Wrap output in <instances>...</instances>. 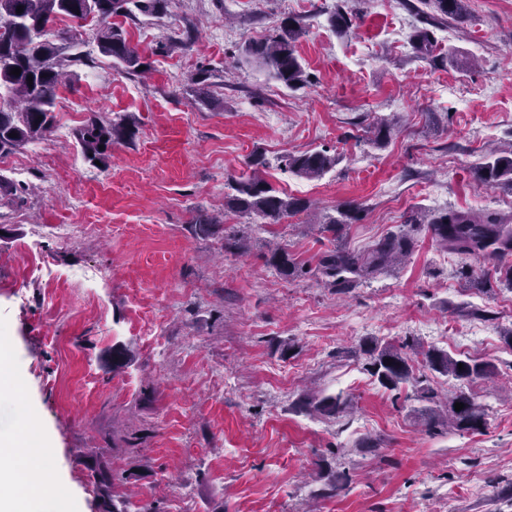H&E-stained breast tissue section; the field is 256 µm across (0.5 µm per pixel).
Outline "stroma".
<instances>
[{"label":"stroma","mask_w":512,"mask_h":512,"mask_svg":"<svg viewBox=\"0 0 512 512\" xmlns=\"http://www.w3.org/2000/svg\"><path fill=\"white\" fill-rule=\"evenodd\" d=\"M417 2L169 0L160 16L118 20L149 65L140 75L115 68L92 27L55 21L85 61L67 68L52 133L9 154L21 174L0 169L18 188L0 201V331L33 400L0 404V431L22 417L52 433L64 480L49 497L100 512L98 457L137 512H512L495 483L512 477V291L494 261L424 231L406 260L349 291L316 269L329 242L314 227L340 205L360 209L341 233L355 251L413 210L512 216V188L475 178L490 148L512 144V0H469L466 22L439 25ZM338 7L352 19L343 31L329 23ZM286 17L303 28L308 81L296 89L242 54ZM218 28L227 38H213ZM421 29L434 39L424 58L410 40ZM186 30L190 44L171 48ZM203 69L207 104L189 89ZM95 114L136 128L101 165L75 136ZM382 120L394 130L379 145ZM322 148L338 158L323 177L281 171L284 155ZM256 152L275 188L310 203L262 230L224 211L227 180ZM201 211L251 236V249L194 235ZM48 224L84 230L61 239ZM269 241L305 274L266 265ZM32 256L60 278L53 303L21 274ZM75 269L105 279L67 280ZM404 336L495 365L470 389L482 431L428 434L430 404L408 386L392 403L361 344ZM117 345L130 362L116 373ZM338 393L351 401L345 422L297 409ZM344 469L349 487L319 496Z\"/></svg>","instance_id":"obj_1"}]
</instances>
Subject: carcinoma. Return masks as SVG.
<instances>
[{"label":"carcinoma","mask_w":512,"mask_h":512,"mask_svg":"<svg viewBox=\"0 0 512 512\" xmlns=\"http://www.w3.org/2000/svg\"><path fill=\"white\" fill-rule=\"evenodd\" d=\"M168 0H0V156L11 153L30 141L42 139L52 133L54 107L61 85L65 63L75 64L81 58L63 56V46L52 40L51 25L60 16L79 23H93L101 54L112 58L113 64L126 72H137L148 66L144 57L130 45L123 29L110 22L113 17H132L135 13L154 16L162 13ZM433 10L431 18L442 23L448 19L464 21L469 13L468 0H420ZM23 12H16L17 7ZM301 35L299 23L291 17L281 20L275 32L265 40L245 46L243 55L265 69L273 78L289 88L307 81L304 66L296 50ZM21 74H11L14 68ZM16 137L11 138L9 134ZM136 130L124 118L105 119L94 115L76 131L84 157L90 161H105L112 146L134 138ZM104 149H99V146ZM337 158L325 149L301 154L289 153L282 159L284 169L309 179L322 177L336 165ZM251 172L229 183L231 192L224 194V209L241 217L265 224H279L282 220L306 209L308 201L293 197L276 189L259 174L266 166L264 157L255 153L248 161ZM479 183L512 188V152L490 157L477 167ZM360 208L348 205L338 210L339 217L329 216L321 224L324 233L336 241L346 224L357 219ZM199 237H213L224 233L227 246L245 248L235 231H227L224 224H212L199 215L190 225ZM427 230L446 249L462 254H481L497 261L499 281L512 290V264H503L512 255V221L496 214L483 216L469 212L444 210L426 220L415 212L408 216L398 230L379 240L365 252L343 247H332L322 252L318 266L329 284L349 290L395 262L411 254L416 234ZM266 263L285 277L298 276L304 266L283 248H275L266 257ZM369 355V372L389 391H398L407 384L417 397L437 406L431 423L459 431L476 432L485 422L480 406L465 392L464 387L493 373V366L483 360L458 358L435 347L424 348L415 338L407 337L395 346L380 345L374 340L363 343ZM423 357L424 371L416 373L411 356ZM392 364H387V360ZM463 368H458V364ZM438 373L455 380L458 389L448 400L427 384L426 372ZM464 404L460 411L455 403ZM348 399L342 394L326 396L318 401L316 410L323 415L340 417L346 413ZM95 485L102 512H129L130 501L117 494L112 483V467L106 462L95 466Z\"/></svg>","instance_id":"obj_1"}]
</instances>
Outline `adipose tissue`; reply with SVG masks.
<instances>
[{
	"label": "adipose tissue",
	"mask_w": 512,
	"mask_h": 512,
	"mask_svg": "<svg viewBox=\"0 0 512 512\" xmlns=\"http://www.w3.org/2000/svg\"><path fill=\"white\" fill-rule=\"evenodd\" d=\"M53 448V436L43 428L0 432V512H80L75 499L44 495L63 479Z\"/></svg>",
	"instance_id": "adipose-tissue-1"
}]
</instances>
